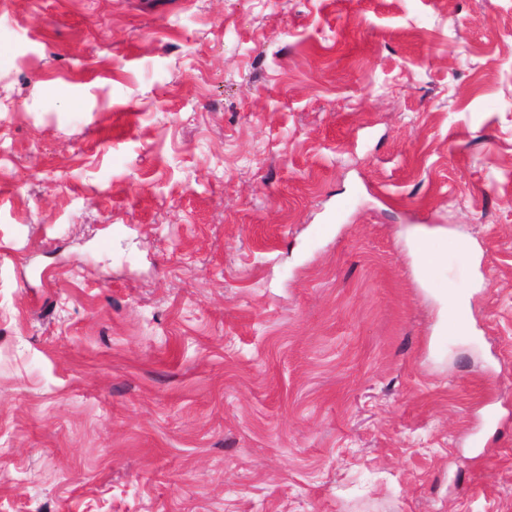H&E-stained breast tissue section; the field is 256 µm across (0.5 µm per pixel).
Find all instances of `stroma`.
Here are the masks:
<instances>
[{"mask_svg":"<svg viewBox=\"0 0 512 512\" xmlns=\"http://www.w3.org/2000/svg\"><path fill=\"white\" fill-rule=\"evenodd\" d=\"M0 512H512V0H0Z\"/></svg>","mask_w":512,"mask_h":512,"instance_id":"35a3bbf8","label":"stroma"}]
</instances>
